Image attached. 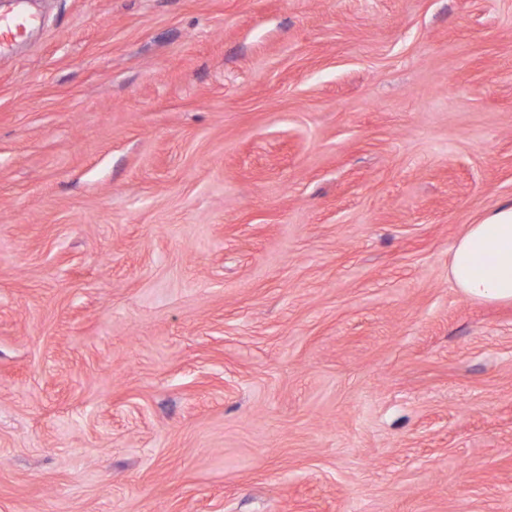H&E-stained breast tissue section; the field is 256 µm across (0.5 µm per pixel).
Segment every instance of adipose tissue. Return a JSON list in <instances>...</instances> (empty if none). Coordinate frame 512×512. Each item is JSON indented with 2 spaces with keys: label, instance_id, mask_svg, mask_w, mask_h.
Listing matches in <instances>:
<instances>
[{
  "label": "adipose tissue",
  "instance_id": "1",
  "mask_svg": "<svg viewBox=\"0 0 512 512\" xmlns=\"http://www.w3.org/2000/svg\"><path fill=\"white\" fill-rule=\"evenodd\" d=\"M450 275L469 298L512 302V203L468 226L453 249Z\"/></svg>",
  "mask_w": 512,
  "mask_h": 512
}]
</instances>
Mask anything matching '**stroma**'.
I'll list each match as a JSON object with an SVG mask.
<instances>
[{
  "label": "stroma",
  "mask_w": 512,
  "mask_h": 512,
  "mask_svg": "<svg viewBox=\"0 0 512 512\" xmlns=\"http://www.w3.org/2000/svg\"><path fill=\"white\" fill-rule=\"evenodd\" d=\"M30 3L0 512H512V0ZM450 275L469 298L512 302V203L468 226L453 248Z\"/></svg>",
  "instance_id": "stroma-1"
}]
</instances>
